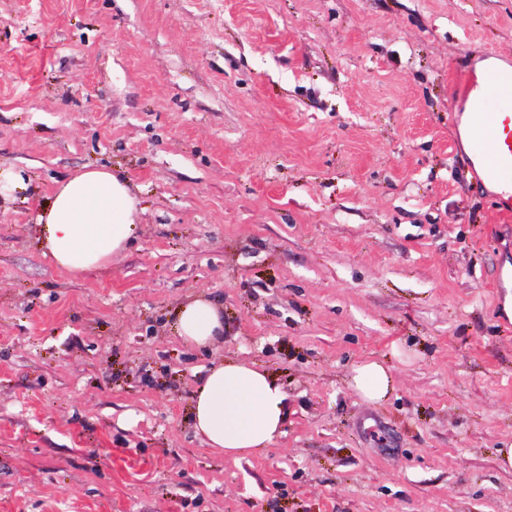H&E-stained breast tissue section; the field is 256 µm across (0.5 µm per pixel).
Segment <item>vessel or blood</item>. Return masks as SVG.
I'll return each mask as SVG.
<instances>
[{"label":"vessel or blood","mask_w":512,"mask_h":512,"mask_svg":"<svg viewBox=\"0 0 512 512\" xmlns=\"http://www.w3.org/2000/svg\"><path fill=\"white\" fill-rule=\"evenodd\" d=\"M483 58L486 67L477 73L466 71L454 86L451 101L473 109L470 164L480 184L494 187L496 209L508 217L512 215V113L493 111L492 106L512 99V68L494 64L493 52H485Z\"/></svg>","instance_id":"obj_1"}]
</instances>
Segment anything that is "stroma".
I'll return each mask as SVG.
<instances>
[{
  "label": "stroma",
  "instance_id": "35a3bbf8",
  "mask_svg": "<svg viewBox=\"0 0 512 512\" xmlns=\"http://www.w3.org/2000/svg\"><path fill=\"white\" fill-rule=\"evenodd\" d=\"M487 49L512 0H0V512H512V217L449 110ZM92 166L138 212L73 276L35 217ZM227 357L287 395L245 458L192 427ZM176 332L185 345L209 347L224 335V318L211 300L198 296L179 307ZM350 386L365 401L380 403L394 390V378L390 367L376 360L357 364L350 377Z\"/></svg>",
  "mask_w": 512,
  "mask_h": 512
}]
</instances>
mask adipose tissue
Listing matches in <instances>:
<instances>
[{
    "instance_id": "obj_1",
    "label": "adipose tissue",
    "mask_w": 512,
    "mask_h": 512,
    "mask_svg": "<svg viewBox=\"0 0 512 512\" xmlns=\"http://www.w3.org/2000/svg\"><path fill=\"white\" fill-rule=\"evenodd\" d=\"M138 201L128 180L106 167L86 168L58 182L36 216L44 253L60 268L80 274L122 255ZM176 332L185 345L209 347L224 334V319L208 298L181 304ZM350 385L365 401L379 403L394 389L390 367L376 360L357 364ZM286 395L255 364L227 359L212 365L193 393L194 428L209 447L242 456L281 435Z\"/></svg>"
}]
</instances>
